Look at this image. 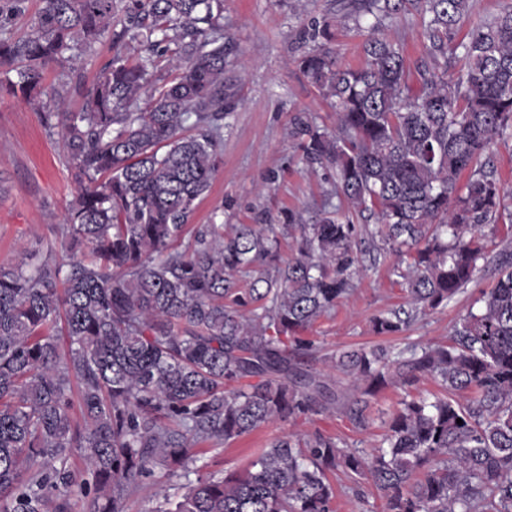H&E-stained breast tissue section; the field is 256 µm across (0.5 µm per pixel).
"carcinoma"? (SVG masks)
I'll return each mask as SVG.
<instances>
[{"instance_id": "obj_1", "label": "carcinoma", "mask_w": 512, "mask_h": 512, "mask_svg": "<svg viewBox=\"0 0 512 512\" xmlns=\"http://www.w3.org/2000/svg\"><path fill=\"white\" fill-rule=\"evenodd\" d=\"M468 8L351 0L343 18L366 31L358 68L339 62L329 26H312L297 65L336 128L300 113L293 124L302 160L334 170L338 204L317 224L228 232L190 224L219 173L224 0H43L31 36L0 33V65H19L11 88L85 98L42 122L62 128L77 181L64 223L87 249L67 269L36 248L0 265V512H65L74 490L95 512H124L157 468L187 483L151 512H333L338 470L369 481L383 512H512V240L446 341L324 354L304 335L350 293L367 242L406 264L407 306L373 318L379 336L448 302L487 259L480 227L502 218L507 190L483 157L512 140V9L460 38ZM413 10L428 41L415 92L403 45L379 34ZM104 39L113 55L87 90L66 65ZM51 64L63 81L46 88ZM293 232L296 254L279 264ZM423 378L443 393L412 394ZM388 387L403 397L370 454L291 433L240 472L189 479L199 447L265 424L337 410L364 428Z\"/></svg>"}]
</instances>
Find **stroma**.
<instances>
[{
    "label": "stroma",
    "mask_w": 512,
    "mask_h": 512,
    "mask_svg": "<svg viewBox=\"0 0 512 512\" xmlns=\"http://www.w3.org/2000/svg\"><path fill=\"white\" fill-rule=\"evenodd\" d=\"M343 12L341 0H224V29L231 38V65L225 72L233 96L224 116L222 165L211 191L199 204L197 224H286L291 217L316 223L323 215L324 193L331 169L307 166L301 160L298 139L290 133L294 113H306L322 129H333L336 114L295 59L297 48L312 24L336 27L339 61L363 66L362 36L336 26ZM383 31L406 48L409 68L426 56L427 40L419 14L386 20ZM15 70L0 66V264L13 263L21 249H51L57 260L70 256L66 208L76 188L74 173L65 162L62 133L41 122L45 112H78V95L43 96L28 103L9 92ZM365 270L335 311L320 318L309 335L324 352L378 343L401 348L446 340L481 291L498 278L494 264L482 266L475 280L448 304L419 317L397 336L379 338L371 330L374 315L399 308L406 294L395 269V256L374 250L364 255ZM399 398L398 391H380L371 402L366 428L355 427L336 411L291 418L265 425L229 445L203 446L193 465L198 474L231 472L246 467L256 453L285 433H320L340 438L348 448L370 451L378 444ZM335 512H382L374 486L344 474L333 478ZM182 481L155 471L144 490L125 503V512H152L156 493L180 494Z\"/></svg>",
    "instance_id": "stroma-1"
}]
</instances>
